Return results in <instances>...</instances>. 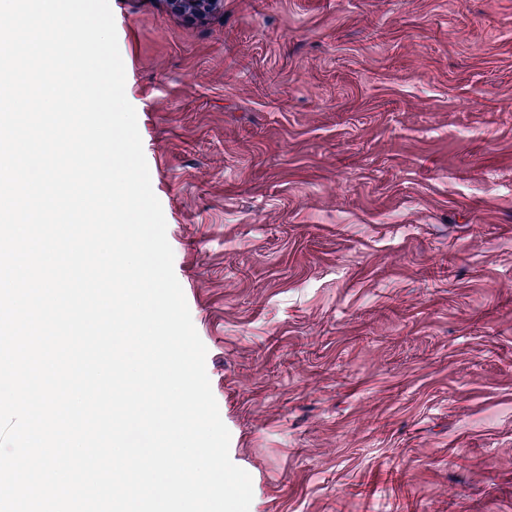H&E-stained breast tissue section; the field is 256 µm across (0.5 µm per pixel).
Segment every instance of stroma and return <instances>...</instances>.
<instances>
[{"mask_svg": "<svg viewBox=\"0 0 512 512\" xmlns=\"http://www.w3.org/2000/svg\"><path fill=\"white\" fill-rule=\"evenodd\" d=\"M250 512H512V0H109Z\"/></svg>", "mask_w": 512, "mask_h": 512, "instance_id": "1", "label": "stroma"}]
</instances>
